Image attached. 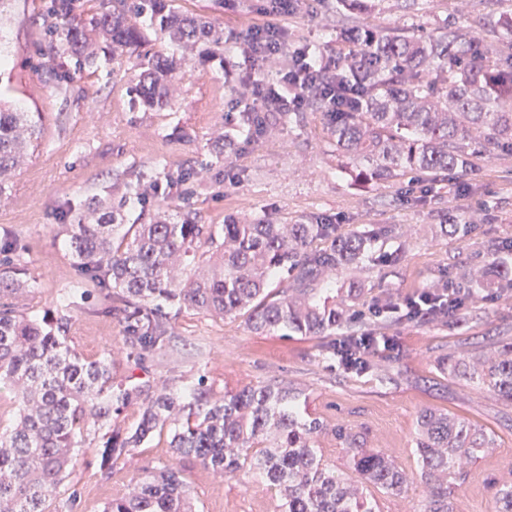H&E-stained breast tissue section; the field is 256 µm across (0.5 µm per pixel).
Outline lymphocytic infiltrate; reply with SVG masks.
<instances>
[{
  "instance_id": "1",
  "label": "lymphocytic infiltrate",
  "mask_w": 512,
  "mask_h": 512,
  "mask_svg": "<svg viewBox=\"0 0 512 512\" xmlns=\"http://www.w3.org/2000/svg\"><path fill=\"white\" fill-rule=\"evenodd\" d=\"M298 0H268L266 22L251 26L240 43V51L251 68L248 79L255 96L254 111L298 112L311 97L322 98L328 111L342 112L353 107L360 88L357 85H339L330 79L336 68L332 56H316L299 46H289L284 31L274 24V17L293 14ZM291 55L292 66L280 71L276 80H267L262 72V61Z\"/></svg>"
}]
</instances>
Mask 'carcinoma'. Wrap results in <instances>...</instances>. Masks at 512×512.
Masks as SVG:
<instances>
[{
	"mask_svg": "<svg viewBox=\"0 0 512 512\" xmlns=\"http://www.w3.org/2000/svg\"><path fill=\"white\" fill-rule=\"evenodd\" d=\"M113 9L90 26L67 29L63 53L91 65L99 44L121 55L143 47L138 19L145 17L179 45L224 44L201 18L179 15L165 0H114ZM336 80L362 84V98L349 112H327L326 128L336 153L362 178L436 177L464 171L484 159L489 148L512 150V40L491 52L453 14L426 35L395 31L366 33L343 26L338 33ZM131 87L134 100L150 108L168 100L176 60L149 55ZM245 112L250 136L270 119ZM42 135L39 112L0 104V196L11 174L29 157ZM127 199H88L61 225L70 255L84 282L107 288L124 313V343L139 355L167 339L164 309L186 306L216 316L243 314L260 333L321 336L351 319L358 289H341L329 301L319 297L324 277L375 259L390 228L335 235L334 224H268L263 221L198 224L174 220L157 210L145 224L126 225ZM329 239L325 248L318 240ZM22 250L13 237H0V385L16 391L19 413L0 434V512H48L47 499L73 466L76 437L108 429L101 465L154 436L168 434V447L192 456L203 467L234 473L245 466L262 475L279 495L278 512H378L366 490L400 494L407 474L392 459L363 447L360 436L336 429L345 468L324 459L315 447L323 422L302 409L301 393L276 382L216 396L200 382L188 391L150 381L112 383L108 358L89 360L67 343L69 319L52 323L28 317L13 300L27 283L12 255ZM490 247V269L457 288L475 293L496 284L512 288V267ZM286 284L268 291L271 278ZM448 372L487 385L512 400V356L475 367L462 359ZM139 406L131 428L112 425V415ZM494 447L482 429L451 413L423 411L414 453L429 488L424 512H454L455 480H465L464 459ZM357 475L354 481L348 472ZM494 512H512V484L495 487ZM103 512H197L180 472L173 466L147 468L129 492L112 498Z\"/></svg>",
	"mask_w": 512,
	"mask_h": 512,
	"instance_id": "carcinoma-1",
	"label": "carcinoma"
}]
</instances>
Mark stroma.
<instances>
[{"label":"stroma","instance_id":"stroma-1","mask_svg":"<svg viewBox=\"0 0 512 512\" xmlns=\"http://www.w3.org/2000/svg\"><path fill=\"white\" fill-rule=\"evenodd\" d=\"M109 0H74L69 16L52 13L51 0H13L0 16V100L42 115L43 133L34 152L10 179L0 201V235L18 238L16 261L28 288L16 302L31 317L70 319L68 342L84 358L112 361L114 383L147 379L181 391L205 382L216 395L272 380L302 393L311 416L325 425L317 439L324 458L343 465L345 453L334 430L343 426L364 438L365 448L391 456L406 472L405 491L376 494L379 512H423L426 486L413 454L416 420L424 409L454 413L481 427L495 447L466 467L454 494L456 512H491L493 485L512 482V402L487 386L443 373L448 358L483 363L512 343V290L492 288L474 295L454 317L432 320L377 319L379 301L397 302L446 287L449 276L483 268L491 244L502 245L512 266V152L494 150L467 174L418 183L363 184L354 167L342 164L327 133L323 110L310 102L300 120L270 122L246 139L232 115L251 107L247 76L235 45L238 34L262 22L265 0H168L170 9L205 18L224 36V58H211L205 45L183 51L153 28L144 36L152 54L182 58L169 103L146 108L130 88L142 71L137 53L99 56L81 69L62 54V33L87 24ZM446 0L425 11L399 0H381L369 14L337 11L336 0H300L282 18L289 42L334 54L337 24L380 30L424 24L433 29L447 15ZM462 17L491 48L501 45L493 28L512 0H464ZM236 143L220 150L218 136ZM161 192H154V185ZM145 193V204L130 201L129 222L144 223L159 204L189 212L201 224L261 219L273 224H332L337 234L388 226L396 237L379 259L335 273L336 282L354 280L361 289L354 321L326 336L256 333L245 316L218 317L193 308H167L169 340L135 359L122 336L125 323L107 290L87 288L63 246L59 225L91 196L120 199L128 186ZM477 212L464 235H443L461 207ZM375 332L393 340L378 349L362 374L347 372L336 355L337 338ZM103 436L79 437L71 475L49 502V512H102L128 491L144 468L177 467L198 512H277V493L258 473L242 469L222 476L194 458L175 457L157 438L101 468Z\"/></svg>","mask_w":512,"mask_h":512}]
</instances>
